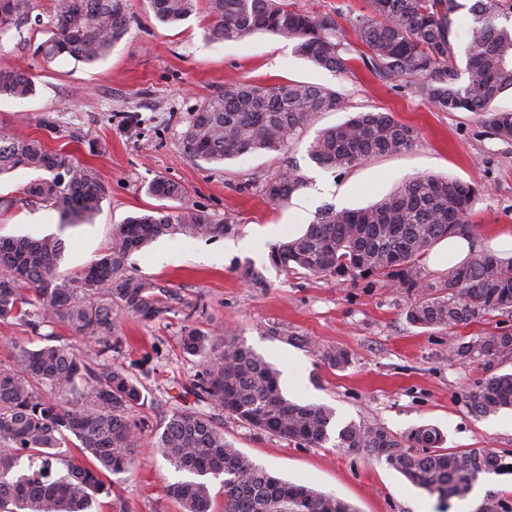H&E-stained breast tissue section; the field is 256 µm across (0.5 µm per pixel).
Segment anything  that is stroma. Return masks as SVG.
I'll list each match as a JSON object with an SVG mask.
<instances>
[{"label":"stroma","instance_id":"35a3bbf8","mask_svg":"<svg viewBox=\"0 0 512 512\" xmlns=\"http://www.w3.org/2000/svg\"><path fill=\"white\" fill-rule=\"evenodd\" d=\"M130 30L104 59L83 64L69 58L44 63L34 49L45 38L54 0H34L39 23H24L0 38V68L32 74L36 92L16 101L0 98V132L38 138L94 165L112 193L92 222L63 226L55 211L19 201L20 189L36 179L21 169L0 177V196L15 205L0 209V236L55 235L66 243L62 270L74 273L108 247L115 224L153 208L147 187L162 176L182 185L187 198L232 223L214 238L183 235L159 239L134 254L135 274L148 278L175 299V312L152 323L122 316L115 363L150 356L142 376L143 410L162 430L172 411L192 404L186 396L198 365L185 357L178 340L184 325L231 331L274 365L280 388L291 400L333 409L338 422L364 420L395 435L432 425L449 448H485L512 457V412L473 416L466 396L488 376L484 367L448 358L451 344L494 332L512 333V318L489 315L466 326L435 332L409 324L406 295L386 285L333 277L286 275L268 262L271 244L300 233L325 205L363 208L414 176L435 173L484 186L472 221L477 246L504 225L512 227V143L491 137L469 112H439L414 96L404 83L387 81L353 59L346 74L312 66L295 55L290 41L256 33L239 41L212 42L205 35L204 10L160 24L147 0H130ZM250 80L291 81L336 90L348 110L390 112L418 132L405 149L346 171L313 163L308 148L317 130L345 120L347 112L319 113L311 130L282 153H246L215 167L186 156L181 136L193 112L220 94L225 84ZM92 131L101 151L90 154L76 142ZM297 169L306 185L284 205L262 193L266 179ZM253 267L266 279L250 287L242 277ZM196 309L185 317L187 306ZM279 327L282 337L265 335ZM305 336L312 348L286 343ZM349 351L350 364L331 368L319 354L324 346ZM215 422L235 448L276 476L309 485L351 503L357 512H459L461 499L440 501L416 488L385 462L348 454L332 445L303 448L263 434L216 412ZM166 461L141 453L126 473L112 476L111 495H98L88 512H177L168 498L179 480Z\"/></svg>","mask_w":512,"mask_h":512}]
</instances>
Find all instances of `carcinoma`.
Listing matches in <instances>:
<instances>
[{"mask_svg":"<svg viewBox=\"0 0 512 512\" xmlns=\"http://www.w3.org/2000/svg\"><path fill=\"white\" fill-rule=\"evenodd\" d=\"M164 24L185 20L197 0H148ZM370 13L349 14L345 24L330 15L300 10L287 0H205L212 41H238L269 32L294 43L314 66L346 73L354 35L360 59L383 79L406 81L411 92L439 112H471L496 139L512 142V111L495 101L512 90V0H369ZM127 0H57L50 35L34 54L47 62L69 57L93 64L128 31ZM472 19L459 72L453 49V15ZM32 0H0V35L31 19ZM36 91L31 75L0 69V96L27 99ZM346 110L343 98L325 86L293 81L262 85L237 81L196 112L181 138L184 154L221 165L246 153L283 152L321 112ZM414 129L390 112H357L322 129L308 155L326 170H348L368 159L411 146ZM20 167L48 173L22 189L25 200L57 212L62 224H81L98 213L110 194L96 168L37 139L0 134V175ZM306 186L294 170L267 180L262 191L274 204ZM147 193L161 205L115 225L107 249L79 272H59L65 244L59 237H0V321L18 323L39 345L13 341L10 365L0 367V512H85L102 490L101 474L127 471L150 448L176 471L200 477L167 486L179 512H212L209 487L201 478L224 476V512H353L341 498L268 473L235 448L208 409L287 442L322 448L330 441L333 411L288 399L279 372L233 334L184 326L179 346L200 369L190 385L198 408L175 410L163 431L139 416L145 405L137 375L150 356L126 366L112 362L117 320L122 314L144 322L174 311L157 286L129 269V259L164 237L228 234L230 221L185 199L178 183L159 177ZM482 195L472 182L428 174L407 179L376 203L361 209H320L305 231L270 246L271 267L288 275L348 278L364 287L385 282L411 297L406 320L445 331L488 314H512V264L477 250L462 264L430 279L423 260L452 234L473 237L470 220ZM176 201L178 206L165 202ZM73 335L69 342L56 329ZM97 345L93 354L78 343ZM332 368L350 364V353L322 351ZM449 357L483 365L512 359V335L474 336L449 348ZM470 412L482 417L512 410V372L493 374L467 395ZM438 429L421 426L399 437L376 423L351 421L338 429L334 447L350 454L385 458L411 484L441 500L462 498L484 474L512 463L480 448L442 447ZM76 448L91 464L69 461L54 475L56 449ZM30 473L10 477L22 458Z\"/></svg>","mask_w":512,"mask_h":512,"instance_id":"cac0c4a2","label":"carcinoma"}]
</instances>
